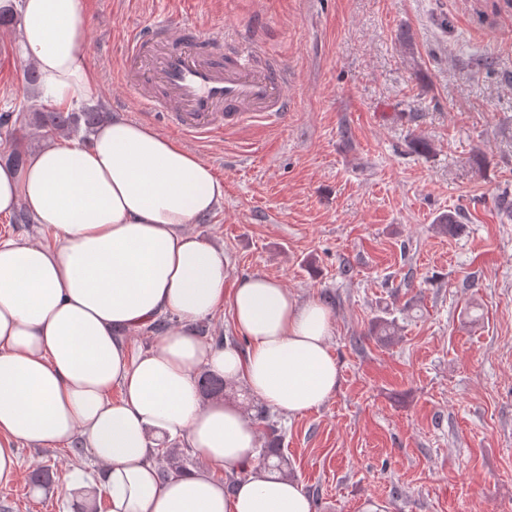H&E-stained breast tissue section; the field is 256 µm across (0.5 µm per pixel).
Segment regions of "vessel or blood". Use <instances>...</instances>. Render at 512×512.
<instances>
[{
    "label": "vessel or blood",
    "mask_w": 512,
    "mask_h": 512,
    "mask_svg": "<svg viewBox=\"0 0 512 512\" xmlns=\"http://www.w3.org/2000/svg\"><path fill=\"white\" fill-rule=\"evenodd\" d=\"M125 85L137 92L146 119L206 140L255 122L288 117V71L261 61L232 37L165 18L125 36Z\"/></svg>",
    "instance_id": "vessel-or-blood-1"
}]
</instances>
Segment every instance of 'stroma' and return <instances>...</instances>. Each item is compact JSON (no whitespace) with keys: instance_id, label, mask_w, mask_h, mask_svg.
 <instances>
[{"instance_id":"35a3bbf8","label":"stroma","mask_w":512,"mask_h":512,"mask_svg":"<svg viewBox=\"0 0 512 512\" xmlns=\"http://www.w3.org/2000/svg\"><path fill=\"white\" fill-rule=\"evenodd\" d=\"M86 2L88 104L102 111L141 120L123 37L162 13L242 35L288 70L286 123L211 141L151 126L223 183L191 230L223 247L231 278H277L333 315L336 392L270 414L315 512H512V0ZM27 68L16 25L0 26V112L17 120L1 161L42 142ZM443 212L466 221L439 231ZM387 310L397 333L381 343L371 328ZM19 453L0 505L77 512L30 475L82 457Z\"/></svg>"}]
</instances>
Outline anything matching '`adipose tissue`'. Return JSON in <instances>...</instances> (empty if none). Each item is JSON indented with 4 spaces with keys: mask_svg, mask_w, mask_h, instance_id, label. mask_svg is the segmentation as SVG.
Instances as JSON below:
<instances>
[{
    "mask_svg": "<svg viewBox=\"0 0 512 512\" xmlns=\"http://www.w3.org/2000/svg\"><path fill=\"white\" fill-rule=\"evenodd\" d=\"M0 13L18 21L42 100L86 102L95 78L85 0H0ZM223 195L198 155L122 116L88 143L39 147L23 169L0 162V214L25 205L53 234L0 238V484L19 473V444L79 439L97 475L71 470L60 488L87 504L97 487L111 489V512H314L296 480L261 465L251 414L200 400L203 366L288 416L318 408L339 382L330 310L269 276L229 281L223 250L190 232ZM224 304L247 353L193 330ZM166 315L178 326L131 354L124 332ZM165 435L184 437L204 470L159 482L150 449ZM215 469L237 476L234 492Z\"/></svg>",
    "mask_w": 512,
    "mask_h": 512,
    "instance_id": "obj_1",
    "label": "adipose tissue"
}]
</instances>
